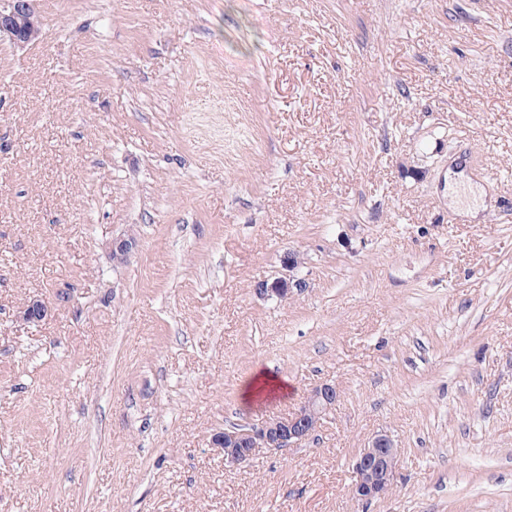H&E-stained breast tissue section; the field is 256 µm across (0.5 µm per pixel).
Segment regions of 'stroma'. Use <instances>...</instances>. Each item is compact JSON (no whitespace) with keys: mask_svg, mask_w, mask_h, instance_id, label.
<instances>
[{"mask_svg":"<svg viewBox=\"0 0 512 512\" xmlns=\"http://www.w3.org/2000/svg\"><path fill=\"white\" fill-rule=\"evenodd\" d=\"M36 8L0 43V512H512V0ZM288 250L306 289L257 297ZM324 382L309 439L225 466ZM287 387V384L281 381L279 378L268 375L266 373H261L257 375L249 384L245 393V397L247 400L251 401L264 390H267L271 393H278V391L284 393ZM398 466L399 450L393 439L387 434L375 436L353 461V498L370 502L386 495L394 487Z\"/></svg>","mask_w":512,"mask_h":512,"instance_id":"obj_1","label":"stroma"}]
</instances>
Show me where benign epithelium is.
Masks as SVG:
<instances>
[{
  "label": "benign epithelium",
  "mask_w": 512,
  "mask_h": 512,
  "mask_svg": "<svg viewBox=\"0 0 512 512\" xmlns=\"http://www.w3.org/2000/svg\"><path fill=\"white\" fill-rule=\"evenodd\" d=\"M33 15V0H0V42L8 41L17 47L32 44V39L37 36L32 24ZM298 265L295 253H284L281 275L270 283L258 284L255 293L262 298L286 299L294 291L302 290L304 281L294 275ZM47 313L46 304L34 302L24 310L23 319L36 323L42 321ZM336 399L335 386L319 384L297 410L269 418L250 428L226 429L214 438L213 445L224 454L226 467H237L250 461L260 448L270 451L293 448L313 434ZM398 466L399 450L393 439L387 434L375 436L353 461V498L370 502L386 495L394 487Z\"/></svg>",
  "instance_id": "obj_1"
}]
</instances>
